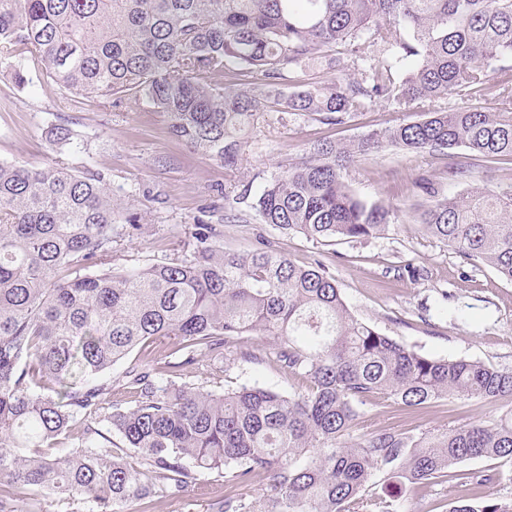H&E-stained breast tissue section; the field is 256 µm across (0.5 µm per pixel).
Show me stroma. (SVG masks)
<instances>
[{
	"instance_id": "1",
	"label": "stroma",
	"mask_w": 512,
	"mask_h": 512,
	"mask_svg": "<svg viewBox=\"0 0 512 512\" xmlns=\"http://www.w3.org/2000/svg\"><path fill=\"white\" fill-rule=\"evenodd\" d=\"M420 118L419 110L385 103L338 126L271 112L250 131L240 164L231 172L174 137L166 115L145 100L104 105L64 92L34 71L21 86L0 66V162L40 166L65 159L99 170L112 193V218L121 235L113 246V267L184 256L199 224L211 225L228 251L252 249L263 238L293 261L322 260L351 312L382 333L432 358L478 360L512 371V283L489 267L467 263L411 218L418 202L412 180L419 171L435 174L445 192L460 191V184L449 182L444 159L389 148L355 163L350 183L359 198L369 203L386 198L403 210L376 237L323 245L256 220L254 197L316 142L348 141ZM54 127L71 130L84 142L85 153L72 154L69 145L54 141ZM248 348V361L228 353L217 386L232 390L256 383L286 394L300 389V381L277 370L270 338L251 336ZM359 412L353 437L384 429L418 435L499 419L512 412V401L451 396L413 409L379 398ZM486 469L492 479L483 494L511 502L512 465L494 468L474 459L457 465V479L408 493L402 512H446L450 499L468 493L460 474ZM223 494L222 486L202 485L163 499L156 512H212Z\"/></svg>"
}]
</instances>
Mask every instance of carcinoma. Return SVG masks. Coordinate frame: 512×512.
I'll return each mask as SVG.
<instances>
[{
	"instance_id": "cac0c4a2",
	"label": "carcinoma",
	"mask_w": 512,
	"mask_h": 512,
	"mask_svg": "<svg viewBox=\"0 0 512 512\" xmlns=\"http://www.w3.org/2000/svg\"><path fill=\"white\" fill-rule=\"evenodd\" d=\"M377 54L379 65L348 74ZM319 59L336 71L330 82L283 91ZM0 63L20 84L31 66L105 104L145 98L231 171L267 112L337 126L380 101L425 110L348 143L324 139L265 183L260 223L318 243L398 221L397 205L352 190L361 156H441L450 182L473 177L454 161L459 148L512 163V0H0ZM226 74L241 86H222ZM489 94L498 107L432 108ZM412 186L424 200L415 223L512 282V182L447 195L423 171ZM113 209L90 167L0 163V512H41L47 494L91 512H153L212 475L227 488L217 512H399L407 492L462 462H512V417L346 440L358 404L511 399L512 371L423 355L356 318L321 262L297 264L263 239L226 252L208 224L190 255L116 270ZM252 335L273 339L278 369L309 382L305 392L184 381L222 372L230 347L251 359ZM263 479L256 499L236 492ZM466 479L471 496L447 512H512L482 495L492 476Z\"/></svg>"
}]
</instances>
